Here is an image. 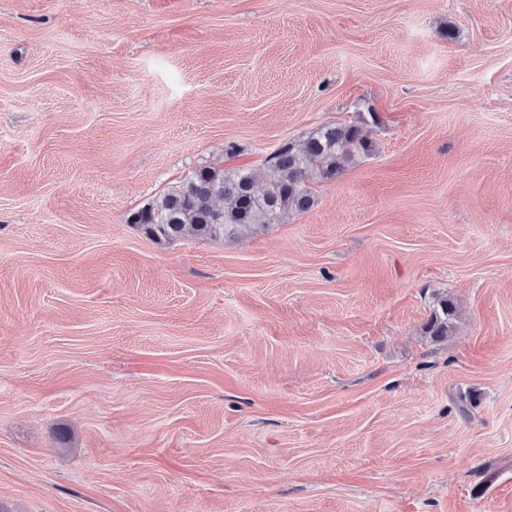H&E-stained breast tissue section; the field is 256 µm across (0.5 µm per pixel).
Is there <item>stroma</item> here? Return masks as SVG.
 <instances>
[{
  "instance_id": "1",
  "label": "stroma",
  "mask_w": 512,
  "mask_h": 512,
  "mask_svg": "<svg viewBox=\"0 0 512 512\" xmlns=\"http://www.w3.org/2000/svg\"><path fill=\"white\" fill-rule=\"evenodd\" d=\"M329 122L307 212L128 221ZM0 504L512 512V0H0ZM455 315V307L448 297L440 298L433 308L432 316L428 322L427 332L436 339L448 336L452 328V319Z\"/></svg>"
}]
</instances>
